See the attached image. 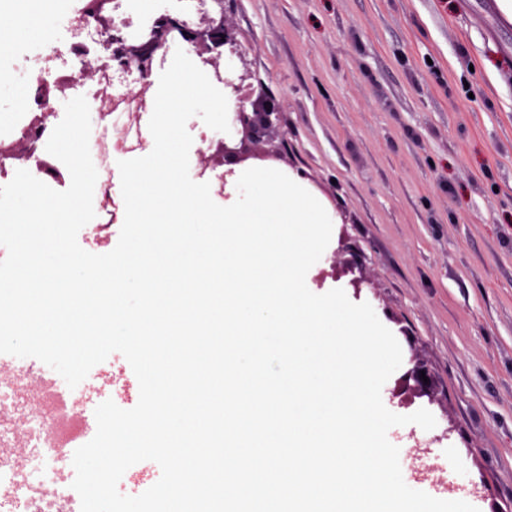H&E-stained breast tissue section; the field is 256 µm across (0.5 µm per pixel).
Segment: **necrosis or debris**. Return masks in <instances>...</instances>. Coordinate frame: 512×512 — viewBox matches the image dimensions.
<instances>
[{"label":"necrosis or debris","mask_w":512,"mask_h":512,"mask_svg":"<svg viewBox=\"0 0 512 512\" xmlns=\"http://www.w3.org/2000/svg\"><path fill=\"white\" fill-rule=\"evenodd\" d=\"M46 23L44 43L27 70L32 104L0 114V183L8 184L19 169H35L59 178V171L43 150L51 131L47 108L90 91L95 106L90 141L99 179V218L97 224L91 225L89 234L94 244L101 247L108 243L110 229L118 219L107 163L113 151L126 147L127 122L132 114L124 99L140 89L146 77L137 62L122 67L95 64L91 58L114 30H121L129 44L137 46L151 39L153 24L144 17H132L128 0H76L70 9L48 13ZM31 410V426L49 453L31 456L30 474L34 480L53 486L56 497L71 495L70 486L53 479L57 469L65 465L61 454L51 449L59 413L55 406L42 403L33 404Z\"/></svg>","instance_id":"4bbe7bcc"}]
</instances>
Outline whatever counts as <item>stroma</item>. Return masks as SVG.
I'll return each mask as SVG.
<instances>
[{
  "instance_id": "stroma-1",
  "label": "stroma",
  "mask_w": 512,
  "mask_h": 512,
  "mask_svg": "<svg viewBox=\"0 0 512 512\" xmlns=\"http://www.w3.org/2000/svg\"><path fill=\"white\" fill-rule=\"evenodd\" d=\"M273 154L333 210L307 273L402 349L381 391L403 480L512 512V23L497 0H224ZM423 365L421 393L406 373Z\"/></svg>"
}]
</instances>
